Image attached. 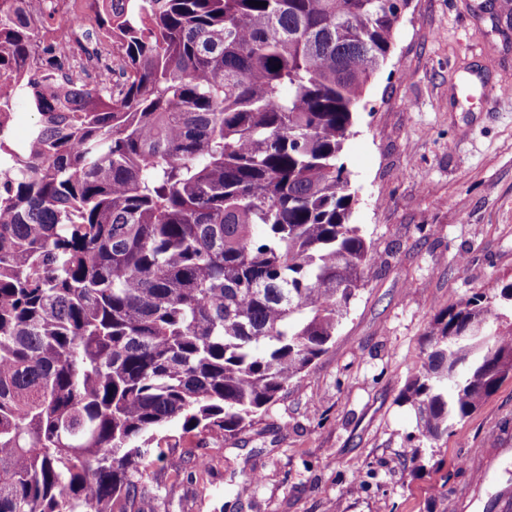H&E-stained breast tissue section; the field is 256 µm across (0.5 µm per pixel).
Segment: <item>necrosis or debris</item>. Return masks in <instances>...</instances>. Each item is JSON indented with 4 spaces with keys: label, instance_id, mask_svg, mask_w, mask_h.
Listing matches in <instances>:
<instances>
[{
    "label": "necrosis or debris",
    "instance_id": "4bbe7bcc",
    "mask_svg": "<svg viewBox=\"0 0 512 512\" xmlns=\"http://www.w3.org/2000/svg\"><path fill=\"white\" fill-rule=\"evenodd\" d=\"M20 16L39 41L37 54L19 70L0 69V86L15 89L31 76L51 88L107 84L119 92L125 82L122 48L102 28L96 0H17Z\"/></svg>",
    "mask_w": 512,
    "mask_h": 512
}]
</instances>
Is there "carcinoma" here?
I'll use <instances>...</instances> for the list:
<instances>
[{"instance_id": "cac0c4a2", "label": "carcinoma", "mask_w": 512, "mask_h": 512, "mask_svg": "<svg viewBox=\"0 0 512 512\" xmlns=\"http://www.w3.org/2000/svg\"><path fill=\"white\" fill-rule=\"evenodd\" d=\"M105 0L125 89L34 80L0 183V512H143L156 433L233 437L371 267L341 152L410 0ZM37 47L21 31L0 64ZM404 399L438 441L512 377V321L438 315Z\"/></svg>"}]
</instances>
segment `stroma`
<instances>
[{
  "label": "stroma",
  "mask_w": 512,
  "mask_h": 512,
  "mask_svg": "<svg viewBox=\"0 0 512 512\" xmlns=\"http://www.w3.org/2000/svg\"><path fill=\"white\" fill-rule=\"evenodd\" d=\"M465 86L453 96L451 85ZM512 10L411 0L342 160L374 259L333 344L253 427L179 437L152 512H448L476 448L512 442V378L448 436L419 435L402 393L433 319L512 281Z\"/></svg>",
  "instance_id": "obj_1"
}]
</instances>
